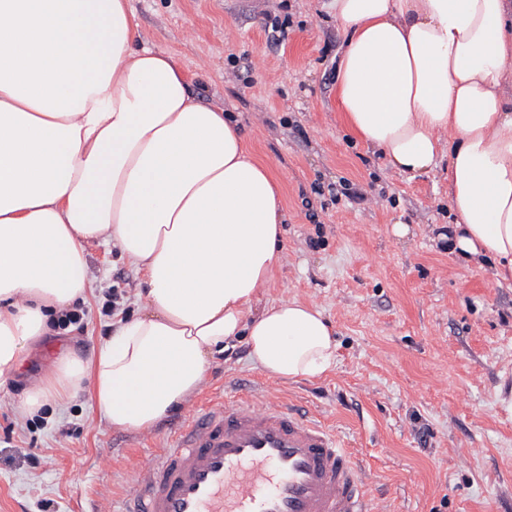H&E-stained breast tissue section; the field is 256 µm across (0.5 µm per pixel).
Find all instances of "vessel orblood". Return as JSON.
<instances>
[{
  "mask_svg": "<svg viewBox=\"0 0 512 512\" xmlns=\"http://www.w3.org/2000/svg\"><path fill=\"white\" fill-rule=\"evenodd\" d=\"M350 449L309 413L207 399L140 463L118 512H379Z\"/></svg>",
  "mask_w": 512,
  "mask_h": 512,
  "instance_id": "obj_1",
  "label": "vessel or blood"
}]
</instances>
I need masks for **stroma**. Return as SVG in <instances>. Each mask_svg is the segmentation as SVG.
I'll use <instances>...</instances> for the list:
<instances>
[{"mask_svg":"<svg viewBox=\"0 0 512 512\" xmlns=\"http://www.w3.org/2000/svg\"><path fill=\"white\" fill-rule=\"evenodd\" d=\"M143 42L170 52L198 99L236 120L275 171L284 260L263 303L318 307L338 342L334 369L268 377L245 345L216 358L206 385L302 404L358 455L382 512H512V286L461 264L446 166L415 177L354 140L336 110L343 37L324 0H132ZM403 225L405 234L395 232ZM81 329L51 326L0 385V512H90L113 504L132 469L165 447L185 409L147 432L109 425L88 396L21 411L60 354L93 358L139 312L141 276L118 247L87 242Z\"/></svg>","mask_w":512,"mask_h":512,"instance_id":"obj_1","label":"stroma"}]
</instances>
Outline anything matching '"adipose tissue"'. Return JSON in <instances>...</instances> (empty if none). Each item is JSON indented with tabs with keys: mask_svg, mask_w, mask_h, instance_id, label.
Returning a JSON list of instances; mask_svg holds the SVG:
<instances>
[{
	"mask_svg": "<svg viewBox=\"0 0 512 512\" xmlns=\"http://www.w3.org/2000/svg\"><path fill=\"white\" fill-rule=\"evenodd\" d=\"M327 7L343 123L398 173L447 159L449 252L512 283V0ZM280 191L236 122L142 44L130 0H0V379L85 300V242L118 246L147 285L142 313L35 381L24 412L86 389L113 427L150 430L238 339L273 378L335 365L321 311L259 304L282 258Z\"/></svg>",
	"mask_w": 512,
	"mask_h": 512,
	"instance_id": "obj_1",
	"label": "adipose tissue"
}]
</instances>
